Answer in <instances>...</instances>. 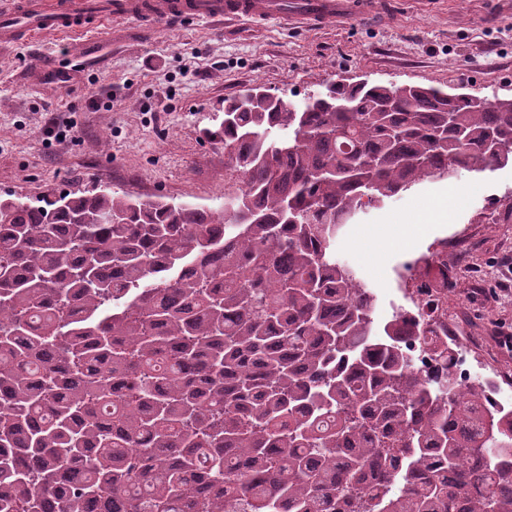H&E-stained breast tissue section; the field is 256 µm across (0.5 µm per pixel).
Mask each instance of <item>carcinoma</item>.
Wrapping results in <instances>:
<instances>
[{"label": "carcinoma", "mask_w": 512, "mask_h": 512, "mask_svg": "<svg viewBox=\"0 0 512 512\" xmlns=\"http://www.w3.org/2000/svg\"><path fill=\"white\" fill-rule=\"evenodd\" d=\"M204 208L0 199V512H512V410L423 380L419 333L336 257L371 208L512 165V100L257 91L207 131Z\"/></svg>", "instance_id": "obj_1"}]
</instances>
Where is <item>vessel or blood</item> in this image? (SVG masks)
I'll return each mask as SVG.
<instances>
[{"label":"vessel or blood","mask_w":512,"mask_h":512,"mask_svg":"<svg viewBox=\"0 0 512 512\" xmlns=\"http://www.w3.org/2000/svg\"><path fill=\"white\" fill-rule=\"evenodd\" d=\"M371 13L370 0H304L295 10L286 9L281 0H10L0 6V42L77 31L110 19H134L150 30L164 22L195 19L320 24Z\"/></svg>","instance_id":"b4317fda"}]
</instances>
